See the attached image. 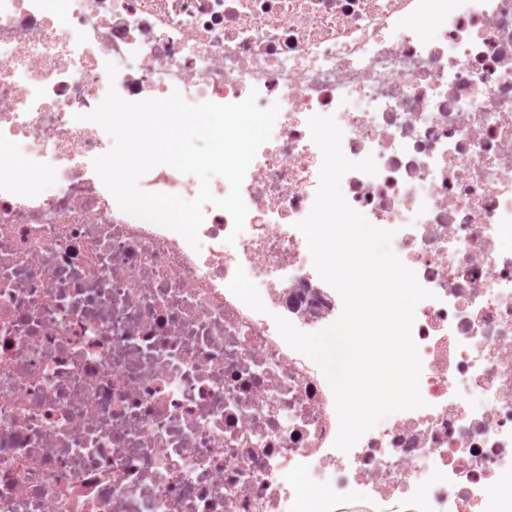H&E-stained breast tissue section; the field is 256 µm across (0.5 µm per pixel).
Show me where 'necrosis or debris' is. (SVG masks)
I'll list each match as a JSON object with an SVG mask.
<instances>
[{
  "mask_svg": "<svg viewBox=\"0 0 512 512\" xmlns=\"http://www.w3.org/2000/svg\"><path fill=\"white\" fill-rule=\"evenodd\" d=\"M60 2L0 0V147L23 159L0 174V512H512V0ZM112 88L278 105L235 251L214 206L196 248L121 211L86 118ZM314 115L374 157L343 195L432 293L411 330L425 407L346 452L322 370L275 322L343 309L295 227ZM139 185L199 190L167 165Z\"/></svg>",
  "mask_w": 512,
  "mask_h": 512,
  "instance_id": "4bbe7bcc",
  "label": "necrosis or debris"
}]
</instances>
